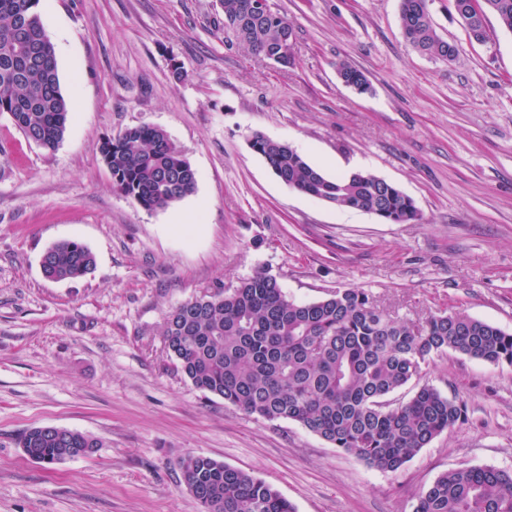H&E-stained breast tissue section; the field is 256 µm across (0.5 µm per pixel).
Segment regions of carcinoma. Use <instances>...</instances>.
<instances>
[{
	"label": "carcinoma",
	"mask_w": 512,
	"mask_h": 512,
	"mask_svg": "<svg viewBox=\"0 0 512 512\" xmlns=\"http://www.w3.org/2000/svg\"><path fill=\"white\" fill-rule=\"evenodd\" d=\"M40 2L0 0V113H8L28 140L52 151L65 136L74 104L62 92ZM222 3L224 29L257 57L266 58L268 45L283 32L296 39L280 13L248 19V0ZM456 5L472 41H486L489 13L512 31V0ZM428 15L427 0H401L405 39L423 54L454 60L457 46L436 33ZM339 74L362 92L370 87L365 72L345 61ZM250 146L283 183L303 194L389 223L420 220L414 201L373 173L331 177L289 144L259 132ZM100 152L112 186L145 210L167 208L196 188V171L160 127H129L105 139ZM94 267V255L78 241L48 249L45 272L51 280L76 279ZM161 336L167 354L197 389L265 420L294 421L386 472L400 470L464 414L461 402L427 384L390 406L388 397L419 379L432 356L451 350L512 365V334L485 321L443 313L415 326L391 317L357 288L297 302L265 271L230 291L219 287L173 307ZM20 444L46 466L98 450L88 435L55 425L30 428ZM180 468L203 512H295L270 484L209 457L188 455ZM414 512H512V473L472 466L445 472L421 492Z\"/></svg>",
	"instance_id": "cac0c4a2"
}]
</instances>
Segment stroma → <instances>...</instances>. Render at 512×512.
<instances>
[{
    "label": "stroma",
    "mask_w": 512,
    "mask_h": 512,
    "mask_svg": "<svg viewBox=\"0 0 512 512\" xmlns=\"http://www.w3.org/2000/svg\"><path fill=\"white\" fill-rule=\"evenodd\" d=\"M292 23L291 64L254 57L224 30L221 0H42L75 109L52 151L0 114V512H202L179 461L203 455L271 484L296 512H414L460 466L512 472V366L453 351L420 382L464 418L396 472L300 424L197 389L166 353L165 313L263 269L289 297L365 291L419 324L462 312L512 333V32L488 16L469 40L452 0H429L453 61L404 38L400 0H268ZM364 71L346 86L341 62ZM181 78H174V69ZM163 128L195 191L147 211L112 187L100 146ZM287 142L329 176L369 171L421 219L388 224L284 184L248 145ZM77 240L96 268L52 281L44 252ZM56 425L96 438L45 466L21 435Z\"/></svg>",
    "instance_id": "stroma-1"
}]
</instances>
